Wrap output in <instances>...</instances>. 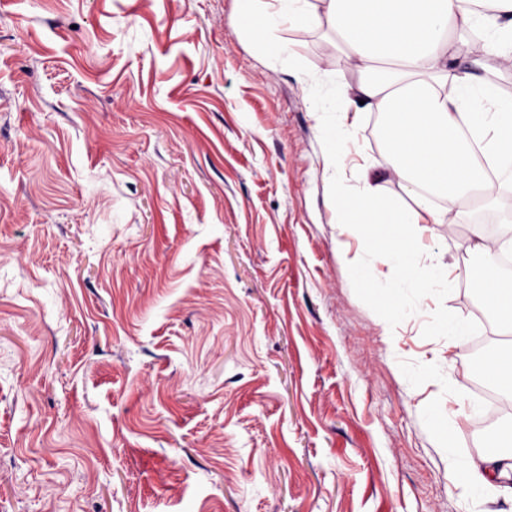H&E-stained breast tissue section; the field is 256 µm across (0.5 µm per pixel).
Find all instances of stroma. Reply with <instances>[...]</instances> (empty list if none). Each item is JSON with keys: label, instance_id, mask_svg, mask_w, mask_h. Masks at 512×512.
<instances>
[{"label": "stroma", "instance_id": "obj_1", "mask_svg": "<svg viewBox=\"0 0 512 512\" xmlns=\"http://www.w3.org/2000/svg\"><path fill=\"white\" fill-rule=\"evenodd\" d=\"M234 0H0V512H462L418 424L504 342L466 224H422L421 313L356 282L290 63L332 40ZM419 366L404 385L397 362ZM454 420L479 459L512 430ZM427 317L432 333L448 339V343L453 346L462 347L467 336L471 335L469 325L447 311L427 315Z\"/></svg>", "mask_w": 512, "mask_h": 512}]
</instances>
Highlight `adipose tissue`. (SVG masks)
I'll use <instances>...</instances> for the list:
<instances>
[{"instance_id":"ef3b65f1","label":"adipose tissue","mask_w":512,"mask_h":512,"mask_svg":"<svg viewBox=\"0 0 512 512\" xmlns=\"http://www.w3.org/2000/svg\"><path fill=\"white\" fill-rule=\"evenodd\" d=\"M324 34L358 74L349 82L332 63L295 64L291 74L316 116L331 197L342 224L359 215L363 247L355 279L379 290L399 312L421 293L446 288V274L422 262L411 224L470 225L482 235L487 215L512 225V0H238L246 33L269 17ZM387 119L389 154L367 156L356 138L363 113ZM397 176L413 197L429 188L422 212L382 204V181ZM392 276H383L381 266ZM485 298L501 332L512 334V268L491 265ZM456 410L428 411L420 425L440 438L448 474L466 501L496 495L512 510V452L462 458L449 433Z\"/></svg>"}]
</instances>
